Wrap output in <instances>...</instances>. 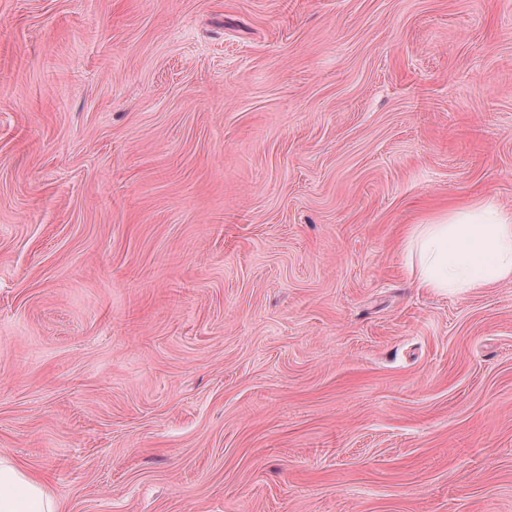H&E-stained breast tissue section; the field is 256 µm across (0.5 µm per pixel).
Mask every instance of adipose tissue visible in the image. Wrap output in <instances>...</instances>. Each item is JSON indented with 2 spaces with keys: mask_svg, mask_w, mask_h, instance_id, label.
I'll use <instances>...</instances> for the list:
<instances>
[{
  "mask_svg": "<svg viewBox=\"0 0 512 512\" xmlns=\"http://www.w3.org/2000/svg\"><path fill=\"white\" fill-rule=\"evenodd\" d=\"M418 287L471 291L512 281V210L490 200L452 207L413 225L401 246ZM0 512H60L56 495L0 456Z\"/></svg>",
  "mask_w": 512,
  "mask_h": 512,
  "instance_id": "ef3b65f1",
  "label": "adipose tissue"
}]
</instances>
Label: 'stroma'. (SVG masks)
<instances>
[{
  "label": "stroma",
  "mask_w": 512,
  "mask_h": 512,
  "mask_svg": "<svg viewBox=\"0 0 512 512\" xmlns=\"http://www.w3.org/2000/svg\"><path fill=\"white\" fill-rule=\"evenodd\" d=\"M512 0H0V455L64 512H512ZM420 288L471 291L512 281V210L491 200L414 224L401 246Z\"/></svg>",
  "instance_id": "stroma-1"
}]
</instances>
